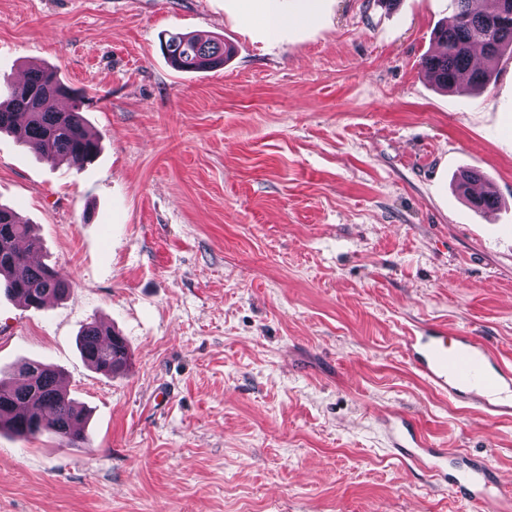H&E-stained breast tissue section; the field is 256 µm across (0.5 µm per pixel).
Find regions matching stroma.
<instances>
[{
	"label": "stroma",
	"mask_w": 512,
	"mask_h": 512,
	"mask_svg": "<svg viewBox=\"0 0 512 512\" xmlns=\"http://www.w3.org/2000/svg\"><path fill=\"white\" fill-rule=\"evenodd\" d=\"M285 19L269 34L263 17ZM450 0H0V78L54 68L101 138L83 168L0 134V204L63 300L0 296V370L57 368L86 448L0 432V512H495L395 456L383 420L488 458L512 496V418L448 401L408 330L512 359V58L486 89L421 66ZM223 39L186 72L168 33ZM473 168L494 217L456 189ZM101 322L127 374L83 359ZM82 356L91 366L111 376L123 373L129 364V351L123 336L110 327L90 323L79 335Z\"/></svg>",
	"instance_id": "stroma-1"
}]
</instances>
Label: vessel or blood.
Here are the masks:
<instances>
[{
    "mask_svg": "<svg viewBox=\"0 0 512 512\" xmlns=\"http://www.w3.org/2000/svg\"><path fill=\"white\" fill-rule=\"evenodd\" d=\"M403 353L429 385L448 398L491 409V391L512 388V365L476 337H448L444 328L425 327L403 339ZM384 425L400 459L428 470L441 486L475 505L491 504L506 512L498 495L495 471L482 459L457 448H437L408 416L388 415Z\"/></svg>",
    "mask_w": 512,
    "mask_h": 512,
    "instance_id": "obj_1",
    "label": "vessel or blood"
}]
</instances>
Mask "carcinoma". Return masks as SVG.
I'll return each instance as SVG.
<instances>
[{
	"label": "carcinoma",
	"mask_w": 512,
	"mask_h": 512,
	"mask_svg": "<svg viewBox=\"0 0 512 512\" xmlns=\"http://www.w3.org/2000/svg\"><path fill=\"white\" fill-rule=\"evenodd\" d=\"M451 5V21L435 33L439 50L423 58L422 67L442 89L481 88L504 53H512V0H451ZM477 47L483 55L480 66L473 61ZM161 50L175 68L184 71L221 67L231 53L222 40L180 32L170 34ZM2 131L41 158L66 161L78 168L100 150L99 137L83 116L82 95L48 67L32 66L24 80L8 85L7 99L0 100ZM480 179L479 171L465 170L459 189L475 210L486 213L498 208L499 199L476 195L474 184ZM39 244L30 225L15 210L0 205V290L32 308L62 297L70 287L67 277L55 268L31 261ZM79 348L84 359L107 376L128 367L124 337L102 324L83 328ZM20 371L30 378L29 386L19 387L0 372V431L23 440L48 432L66 447L86 445L82 424L87 412L57 384L58 373L37 361L23 362Z\"/></svg>",
	"instance_id": "carcinoma-1"
}]
</instances>
